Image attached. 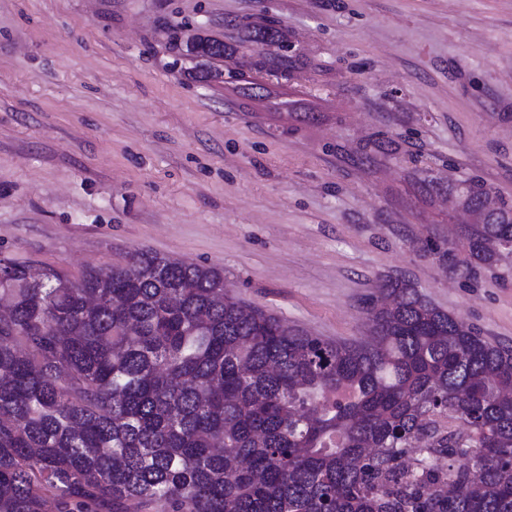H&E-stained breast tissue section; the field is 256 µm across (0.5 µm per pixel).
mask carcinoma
<instances>
[{"label": "carcinoma", "instance_id": "1", "mask_svg": "<svg viewBox=\"0 0 512 512\" xmlns=\"http://www.w3.org/2000/svg\"><path fill=\"white\" fill-rule=\"evenodd\" d=\"M185 52L203 79L226 58L207 36ZM463 238L464 258L424 249L466 283L511 271L512 202ZM0 307V512H512V347L403 276L365 301L364 340L148 250L75 281L0 259Z\"/></svg>", "mask_w": 512, "mask_h": 512}]
</instances>
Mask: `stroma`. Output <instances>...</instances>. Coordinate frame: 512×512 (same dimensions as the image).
Masks as SVG:
<instances>
[{
  "mask_svg": "<svg viewBox=\"0 0 512 512\" xmlns=\"http://www.w3.org/2000/svg\"><path fill=\"white\" fill-rule=\"evenodd\" d=\"M263 18L282 42L240 39ZM175 36L223 40L222 77ZM472 178L512 200V0H0V258L75 280L148 249L332 339L402 275L512 346V273L422 250Z\"/></svg>",
  "mask_w": 512,
  "mask_h": 512,
  "instance_id": "stroma-1",
  "label": "stroma"
}]
</instances>
